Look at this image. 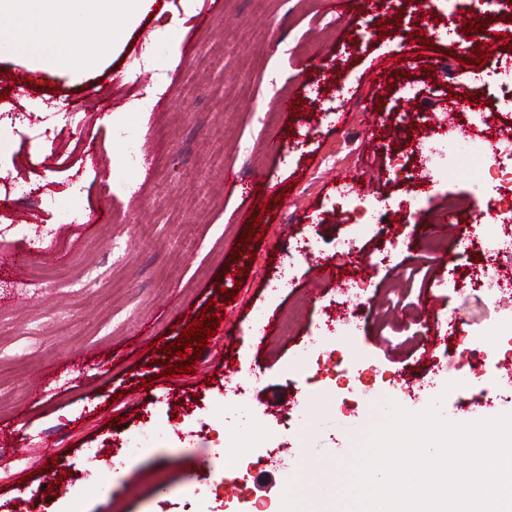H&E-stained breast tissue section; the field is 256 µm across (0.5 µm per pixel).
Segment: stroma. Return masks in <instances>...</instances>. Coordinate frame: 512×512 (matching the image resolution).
Instances as JSON below:
<instances>
[{"label": "stroma", "instance_id": "obj_1", "mask_svg": "<svg viewBox=\"0 0 512 512\" xmlns=\"http://www.w3.org/2000/svg\"><path fill=\"white\" fill-rule=\"evenodd\" d=\"M433 2L429 25L406 0H360L347 17L332 0H223L211 14L205 0H156L89 72H34L0 55V425L16 431L0 447V507L254 512L262 502L276 512L286 496L299 512H335L336 500L317 495L343 482L387 401L419 412L435 400L456 423L512 413V366L495 336L512 298L494 302L470 286L475 258L491 247L488 226L448 208L461 197L468 213H484L496 190L472 196L470 174L454 171L420 185L414 216L401 206L408 183L395 160L413 136L403 117L432 123L453 86L437 68L478 45L453 32L463 14ZM376 70L384 81L375 88L367 77ZM411 83L418 95L401 98ZM89 86L102 94L95 106L72 119L57 111ZM144 88L148 111H132ZM285 94L300 101L287 121L277 107ZM105 112L119 125L101 123ZM231 168L257 179L253 194L225 185ZM347 176L369 180L366 198L381 208L370 232L337 200ZM15 184L41 199L25 238L10 229ZM259 204L272 213L264 235L241 242ZM437 220L454 243L444 261L411 235ZM305 235L314 253L292 255ZM340 238L355 246L345 260L335 256ZM48 252L62 275L14 276L12 255L40 263ZM357 264L368 293L356 335L341 339L325 322L343 299L321 274ZM224 289L236 293L224 307L239 318L233 347L216 333L195 373L162 378L151 343L177 340ZM318 348L331 357L317 365ZM426 351L440 372L423 388ZM406 374L411 382L397 389ZM238 387L245 398L235 399ZM218 424L234 443L250 427L263 434L243 477H214ZM145 427L155 448L131 452L128 439ZM309 457L336 465L306 472ZM61 474L74 477L71 494L46 492ZM235 481L240 491H227Z\"/></svg>", "mask_w": 512, "mask_h": 512}]
</instances>
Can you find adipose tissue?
Segmentation results:
<instances>
[{
    "mask_svg": "<svg viewBox=\"0 0 512 512\" xmlns=\"http://www.w3.org/2000/svg\"><path fill=\"white\" fill-rule=\"evenodd\" d=\"M155 0H0V16L17 18V25L0 27V50L31 58L34 68L47 65L89 71L123 43L127 31ZM96 31L78 55L67 42L80 31Z\"/></svg>",
    "mask_w": 512,
    "mask_h": 512,
    "instance_id": "obj_1",
    "label": "adipose tissue"
}]
</instances>
